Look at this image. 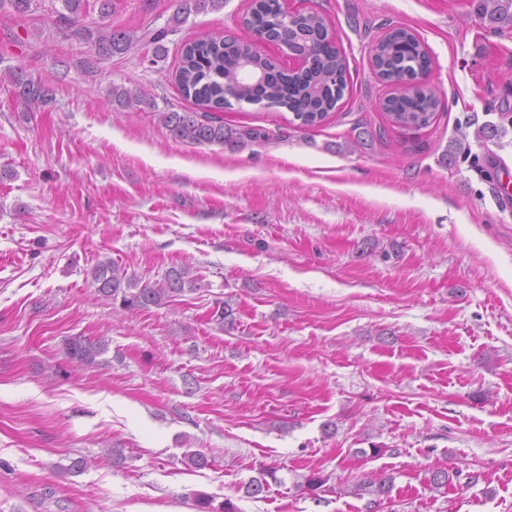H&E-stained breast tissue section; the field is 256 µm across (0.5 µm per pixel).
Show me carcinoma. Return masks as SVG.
Wrapping results in <instances>:
<instances>
[{
    "label": "carcinoma",
    "instance_id": "cac0c4a2",
    "mask_svg": "<svg viewBox=\"0 0 512 512\" xmlns=\"http://www.w3.org/2000/svg\"><path fill=\"white\" fill-rule=\"evenodd\" d=\"M61 8L55 10L59 20L80 24L85 18L86 0H58ZM40 0H0V10L28 17L39 9ZM224 9V0H175V11L168 26L146 33L137 38L121 29L99 24L82 29V37L92 43L98 54L112 57L128 53L136 44L152 49L150 63L158 66L168 57L163 44L170 32L184 23L191 14ZM475 9L491 25L512 26V0H477ZM288 30V42L309 60L307 67L295 73H285L279 63L258 54L246 39L227 37L215 33L184 43L180 48V61L175 82L180 94L202 106V111L159 112L158 123L174 140L191 145H221L241 147L245 142L260 137L254 129H235L224 124L220 111L232 107V103L268 102L270 107L285 108L292 112L299 127L311 129L320 125L327 116L339 108L347 89L348 59L337 46L326 18L309 11L293 20ZM248 30L265 33L273 38L281 35L284 16L279 0H253L246 14ZM250 56L263 69L266 81L255 87L238 77L241 58ZM372 65L378 76L388 84L406 74L430 65L425 44L404 28H394L374 44ZM8 83L15 95L28 107L47 105L52 100L49 87L27 77L19 66L5 71ZM109 101L121 109H133L149 104L143 94L135 95L123 86L112 85ZM392 122L403 127H424L430 124L436 112L442 108L440 93L425 85L412 98L391 97L382 103ZM97 296L120 301L125 309H147L177 300L187 292L200 288L199 279L190 265L172 267L154 284L140 285L127 275V269L106 259L98 262L90 271ZM108 348L103 339L71 336L64 340L65 358L72 365L92 366ZM183 463L190 470L204 469L210 465L207 454L199 449H186ZM275 472L261 468L258 476L243 486L244 494L259 499L268 491V479ZM394 478L390 475L368 479L356 485L355 494L372 496L371 503L378 506L390 497ZM192 506L196 512H240L230 498L214 504V498L204 492L193 494Z\"/></svg>",
    "mask_w": 512,
    "mask_h": 512
}]
</instances>
